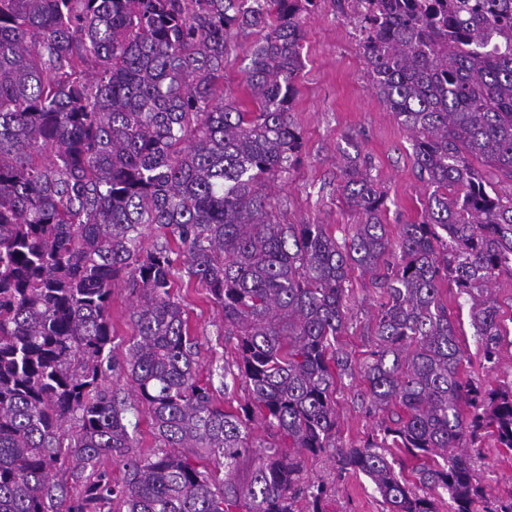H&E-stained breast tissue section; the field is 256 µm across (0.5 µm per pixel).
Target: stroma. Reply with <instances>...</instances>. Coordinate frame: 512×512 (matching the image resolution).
Here are the masks:
<instances>
[{"mask_svg":"<svg viewBox=\"0 0 512 512\" xmlns=\"http://www.w3.org/2000/svg\"><path fill=\"white\" fill-rule=\"evenodd\" d=\"M302 63L294 85L292 118L302 135L300 160L269 187L272 204L282 223L326 224L337 240L353 233L361 216L342 195L340 164L343 154L365 164L384 192L383 222L389 235L400 225L419 220L427 194L413 167L412 146L406 131L374 92L359 49L356 22L349 8L338 0H320L303 19ZM254 35H237L229 42L224 58V97L254 110L245 76L251 63ZM350 319L341 341L355 354L366 351L382 301L379 289L367 276L352 271L348 283ZM507 332L503 358L493 370L483 365L481 346L470 325L469 305L459 297L455 285H442V298L462 323L466 360L463 369L472 378L493 385L512 380V278H500L492 286ZM176 299L184 307L190 332L198 342L202 373H213L212 394L225 408L243 402L241 384L226 383L219 367L232 365L235 349L224 339L220 308L210 303L204 288L176 285ZM138 292L117 282L112 290V330L123 357L124 347L136 335L130 318ZM359 376L343 377L336 387V439L339 446L357 447L371 436L376 415L364 398ZM470 454L482 477L488 499L512 494V451L498 447L494 437L484 435ZM303 478L325 483L330 492L329 512H384L373 483L364 475L338 477L326 456L306 459Z\"/></svg>","mask_w":512,"mask_h":512,"instance_id":"1","label":"stroma"}]
</instances>
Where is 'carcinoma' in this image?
I'll list each match as a JSON object with an SVG mask.
<instances>
[{"mask_svg": "<svg viewBox=\"0 0 512 512\" xmlns=\"http://www.w3.org/2000/svg\"><path fill=\"white\" fill-rule=\"evenodd\" d=\"M316 5L0 0V512H327L326 485L302 481L319 454L366 475L386 512H440L439 492L448 512H512V497L479 510L467 452L485 433L512 449V382L464 374L441 297L451 281L470 302L497 368L491 287L512 277V0H357L372 87L431 191L392 238L383 194L346 157L341 188L361 223L341 244L326 224L281 223L264 192L300 159L290 112L301 16ZM234 32L258 34L253 112L224 100ZM476 161L509 190L489 189ZM148 228L158 241L145 249ZM355 268L384 298L360 361L338 341ZM177 278L206 289L236 340L229 374L247 396L234 411L200 378ZM120 280L140 297L121 365L132 399L102 386ZM356 372L384 417L343 448L334 393ZM142 406L146 457L134 452ZM258 423L271 441L257 450Z\"/></svg>", "mask_w": 512, "mask_h": 512, "instance_id": "carcinoma-1", "label": "carcinoma"}]
</instances>
